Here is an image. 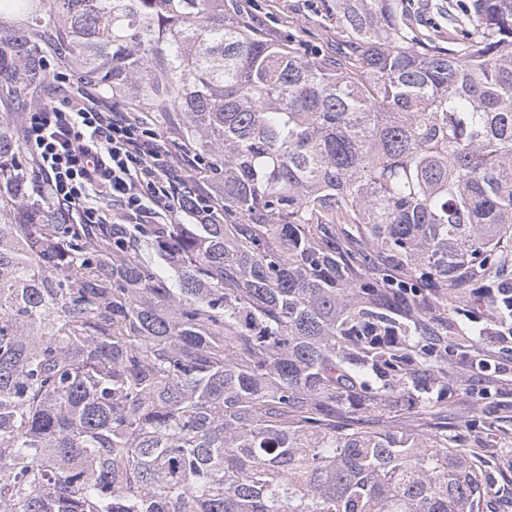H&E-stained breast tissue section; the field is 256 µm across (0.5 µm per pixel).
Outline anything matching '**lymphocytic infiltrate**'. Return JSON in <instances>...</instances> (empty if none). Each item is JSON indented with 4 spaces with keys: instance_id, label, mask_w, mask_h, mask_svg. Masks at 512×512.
<instances>
[{
    "instance_id": "f902f5d3",
    "label": "lymphocytic infiltrate",
    "mask_w": 512,
    "mask_h": 512,
    "mask_svg": "<svg viewBox=\"0 0 512 512\" xmlns=\"http://www.w3.org/2000/svg\"><path fill=\"white\" fill-rule=\"evenodd\" d=\"M50 102L25 112L21 141L36 189L71 224H210L218 186L193 173L189 147L160 139L148 111L104 100L94 82L52 72Z\"/></svg>"
}]
</instances>
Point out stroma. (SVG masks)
<instances>
[{
	"label": "stroma",
	"instance_id": "35a3bbf8",
	"mask_svg": "<svg viewBox=\"0 0 512 512\" xmlns=\"http://www.w3.org/2000/svg\"><path fill=\"white\" fill-rule=\"evenodd\" d=\"M244 18L276 41L304 42L312 51L343 43L336 27L322 23L309 0H246ZM445 346L442 396L425 404L405 392L384 407L344 415L366 431H414L454 437L478 461L488 486L484 512H512V340L480 336L466 314L474 307L465 288L423 289ZM491 353L492 366L479 373L471 362Z\"/></svg>",
	"mask_w": 512,
	"mask_h": 512
}]
</instances>
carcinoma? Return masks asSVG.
<instances>
[{
	"label": "carcinoma",
	"instance_id": "cac0c4a2",
	"mask_svg": "<svg viewBox=\"0 0 512 512\" xmlns=\"http://www.w3.org/2000/svg\"><path fill=\"white\" fill-rule=\"evenodd\" d=\"M318 12L334 57L239 0H0L1 52L41 29L224 189L213 224H62L0 113V512H483L447 435L336 415L430 392L418 289L512 238V0H448L446 47L409 0Z\"/></svg>",
	"mask_w": 512,
	"mask_h": 512
}]
</instances>
